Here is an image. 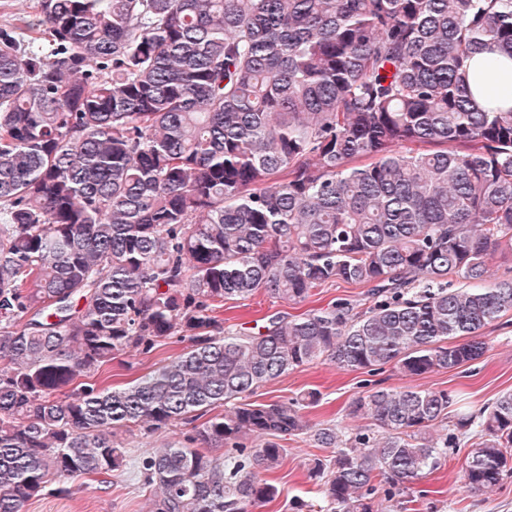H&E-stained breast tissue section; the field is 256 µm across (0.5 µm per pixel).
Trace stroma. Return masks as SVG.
Wrapping results in <instances>:
<instances>
[{"mask_svg":"<svg viewBox=\"0 0 512 512\" xmlns=\"http://www.w3.org/2000/svg\"><path fill=\"white\" fill-rule=\"evenodd\" d=\"M366 287L336 282L313 290L306 302L291 305L259 293L246 300H229L224 304V324L233 330L255 333L268 319L288 317L326 306L339 299L364 303ZM488 344L485 354L470 366L423 377L408 378L392 367L374 374L344 371L327 361H319L282 375L259 388L261 401L291 399L315 389L319 403L306 409L310 423L335 421L348 428L361 422L346 416L349 401L358 393L378 388L414 386L420 389H445L460 396L467 409L474 410L512 391V312L481 329ZM183 349L177 339H169L147 355H122L103 367L99 376L120 387L164 365ZM186 429L177 425L146 437L140 432L120 433L126 451L123 470L97 477L88 487L72 485L70 493H47L33 498L25 512H150L149 491L143 488L137 460L145 447H163L182 440ZM472 437L461 438L458 447L449 449L443 465L411 485L408 494L423 507V512H512V478L489 491H471L462 484V466L472 448ZM286 453L266 480L275 485L279 495L259 507L257 512H307L308 507L323 504L317 480L311 478L309 465L314 458L325 456V449L315 447L308 437L299 435L283 442Z\"/></svg>","mask_w":512,"mask_h":512,"instance_id":"obj_1","label":"stroma"}]
</instances>
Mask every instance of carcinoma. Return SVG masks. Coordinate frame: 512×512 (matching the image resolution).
<instances>
[{"label":"carcinoma","mask_w":512,"mask_h":512,"mask_svg":"<svg viewBox=\"0 0 512 512\" xmlns=\"http://www.w3.org/2000/svg\"><path fill=\"white\" fill-rule=\"evenodd\" d=\"M486 48L512 57V0H39L1 24L0 512L174 423L140 462L152 512H255L285 435L329 450L309 469L327 512H405L464 434L465 487L512 475L511 391L443 435L445 390L361 393L353 432L304 419L317 391L252 399L317 361L421 377L484 354L512 311V279L485 285L512 255V107L470 95ZM336 281L370 305L219 319ZM174 337L153 373L90 381Z\"/></svg>","instance_id":"cac0c4a2"}]
</instances>
